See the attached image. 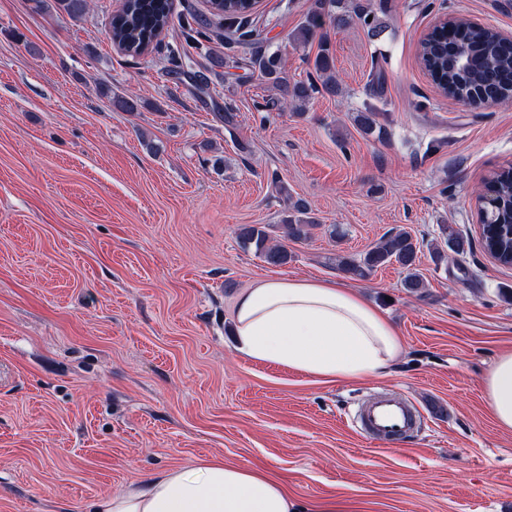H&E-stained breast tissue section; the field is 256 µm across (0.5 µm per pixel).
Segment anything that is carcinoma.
<instances>
[{"instance_id": "cac0c4a2", "label": "carcinoma", "mask_w": 512, "mask_h": 512, "mask_svg": "<svg viewBox=\"0 0 512 512\" xmlns=\"http://www.w3.org/2000/svg\"><path fill=\"white\" fill-rule=\"evenodd\" d=\"M59 12L69 17L81 16L87 9L88 0H55ZM211 18L201 21L203 30L199 35L209 39L216 37L228 44L238 43L252 46L249 64L267 79L280 97L271 98L260 108L264 112L282 110L288 104L303 102L314 93L334 96L338 84L333 72V57L330 55L327 39L320 36L319 51L313 67L320 84L310 82L290 83L276 51L264 47L263 30L250 25V12L246 11L243 0H210ZM338 28L359 23L370 37H380L387 25L375 13L358 0H315V7L307 13L305 20L293 33V41L305 43L312 39L325 24ZM175 26V17L170 0H123L120 10L112 15L108 37L113 45L123 47L122 53L130 57L144 55L142 46L159 39ZM463 38L470 44L475 55L473 66L464 71L454 69L448 63L438 39L425 40L420 45V58L433 82L447 96L465 102L473 98H489L496 102L512 100V49L503 41L498 31L465 23ZM195 43L188 42L168 58L169 72L179 73L193 63ZM378 113L370 106L357 113L356 121L367 133L378 132L383 136L386 129L377 122ZM489 188L501 202L498 210L487 209L482 220V247L493 254L498 249L508 250L512 240L505 231L512 223V167L503 168L489 179ZM316 227L308 217V208L301 199L291 204L290 212L283 224H244L237 237L241 246L252 249L273 266L288 264L293 258L285 244L272 243L273 230L278 229L282 237L298 242L308 238L310 230ZM440 230L445 243L456 255H465L472 250V241L455 231L452 225L442 224ZM423 244L414 239L410 232L399 230L385 236L369 247L359 257H343L339 266L354 278L366 279L374 271L389 265H398L406 271L403 287L417 292L425 287L418 269Z\"/></svg>"}]
</instances>
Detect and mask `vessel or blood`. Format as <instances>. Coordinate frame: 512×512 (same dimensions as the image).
Instances as JSON below:
<instances>
[{"instance_id": "obj_1", "label": "vessel or blood", "mask_w": 512, "mask_h": 512, "mask_svg": "<svg viewBox=\"0 0 512 512\" xmlns=\"http://www.w3.org/2000/svg\"><path fill=\"white\" fill-rule=\"evenodd\" d=\"M419 418L417 408L404 397L382 396L361 406L358 423L369 436L388 442L413 431Z\"/></svg>"}]
</instances>
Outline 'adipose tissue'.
Listing matches in <instances>:
<instances>
[{"mask_svg":"<svg viewBox=\"0 0 512 512\" xmlns=\"http://www.w3.org/2000/svg\"><path fill=\"white\" fill-rule=\"evenodd\" d=\"M237 350L324 381H357L388 370L401 336L385 313L336 281L270 279L238 295ZM485 402L500 430L512 431V351L493 361ZM93 512H353L336 497L303 500L266 471L220 459L193 470L169 469L99 497Z\"/></svg>","mask_w":512,"mask_h":512,"instance_id":"ef3b65f1","label":"adipose tissue"}]
</instances>
